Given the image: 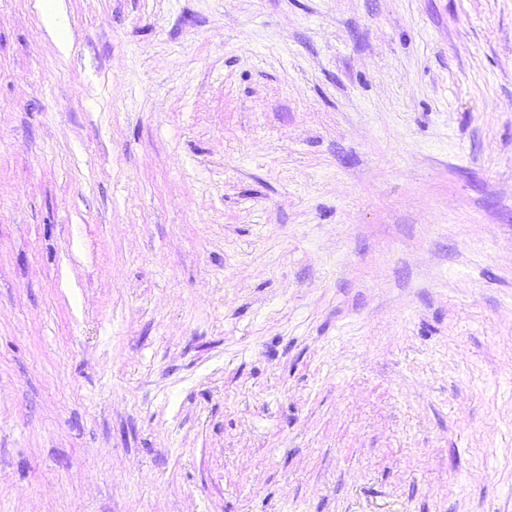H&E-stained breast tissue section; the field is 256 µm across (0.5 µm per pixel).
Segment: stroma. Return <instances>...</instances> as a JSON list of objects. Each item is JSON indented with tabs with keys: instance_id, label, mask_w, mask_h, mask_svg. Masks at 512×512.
Instances as JSON below:
<instances>
[{
	"instance_id": "35a3bbf8",
	"label": "stroma",
	"mask_w": 512,
	"mask_h": 512,
	"mask_svg": "<svg viewBox=\"0 0 512 512\" xmlns=\"http://www.w3.org/2000/svg\"><path fill=\"white\" fill-rule=\"evenodd\" d=\"M0 512H512V0H0Z\"/></svg>"
}]
</instances>
